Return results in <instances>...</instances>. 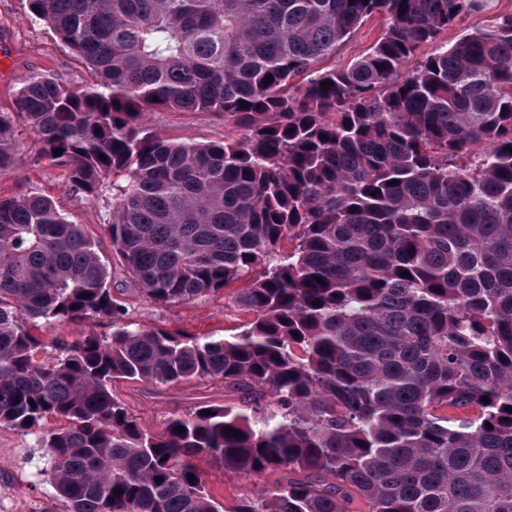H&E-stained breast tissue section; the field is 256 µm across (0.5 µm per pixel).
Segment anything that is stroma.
I'll return each mask as SVG.
<instances>
[{
    "label": "stroma",
    "mask_w": 512,
    "mask_h": 512,
    "mask_svg": "<svg viewBox=\"0 0 512 512\" xmlns=\"http://www.w3.org/2000/svg\"><path fill=\"white\" fill-rule=\"evenodd\" d=\"M383 29L382 18L368 19L335 56L325 60V67L347 66L370 48ZM0 55L5 58L0 65L1 112L10 111L14 96L33 76L51 75L69 85L89 79L88 70L69 48L49 28L29 19L23 0H0ZM144 125L149 131L193 143L223 140L225 132L223 116L214 113L152 112ZM14 157L13 167L0 173V196L50 197L68 220L83 225L98 241L104 260L113 271L112 287L124 288L125 277L106 234L112 217L111 193L88 200L74 191L65 170L44 153L39 137L22 123L15 134ZM233 293L229 287L174 305L156 304L132 291H126L124 298L130 317L143 325L173 334L222 337L235 334L240 324L239 319L231 317L227 306ZM35 333L45 343L36 357L46 361L56 354L55 338L63 336L71 341L90 333L108 336L112 324L98 321L60 327L42 322ZM113 394L147 429L158 431L168 420L189 414L200 398L223 403L224 386L218 381L188 382L155 390L141 383L119 382ZM193 464L210 494L228 507L254 496L259 489L275 486L282 477L277 470L255 477L227 474L204 458L194 459ZM47 469L45 451L37 447L34 436L0 428V512H68L69 505L57 494Z\"/></svg>",
    "instance_id": "35a3bbf8"
}]
</instances>
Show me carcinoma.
I'll return each instance as SVG.
<instances>
[{
    "instance_id": "cac0c4a2",
    "label": "carcinoma",
    "mask_w": 512,
    "mask_h": 512,
    "mask_svg": "<svg viewBox=\"0 0 512 512\" xmlns=\"http://www.w3.org/2000/svg\"><path fill=\"white\" fill-rule=\"evenodd\" d=\"M25 6L90 81L18 90L0 172L17 116L77 193L112 190V248L145 299L248 283L233 336L144 326L82 225L0 197V427L37 431L69 512H512V10L448 44L486 0ZM373 15L367 52L320 66ZM151 112L222 114L234 134L173 141ZM101 319L111 335L35 358L28 322ZM208 380L237 402L157 433L112 394ZM197 457L285 477L229 510Z\"/></svg>"
}]
</instances>
